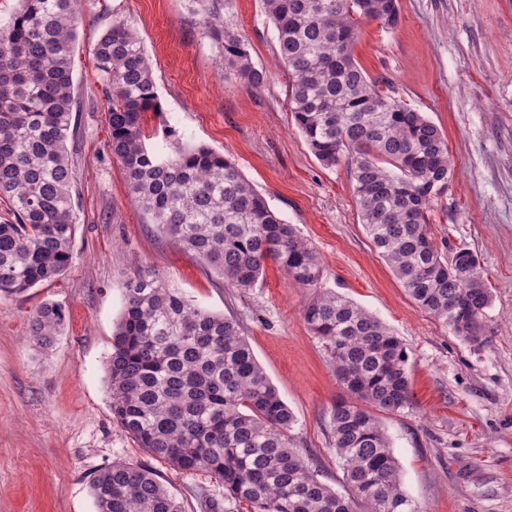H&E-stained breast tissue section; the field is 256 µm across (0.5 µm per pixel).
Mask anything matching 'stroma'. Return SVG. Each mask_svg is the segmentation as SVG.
Instances as JSON below:
<instances>
[{
  "mask_svg": "<svg viewBox=\"0 0 512 512\" xmlns=\"http://www.w3.org/2000/svg\"><path fill=\"white\" fill-rule=\"evenodd\" d=\"M399 23L360 26L354 56L386 91L443 133L452 162L431 204L442 253L478 258L491 302L487 341L455 337L406 294L367 236L346 163L325 168L288 106V74L262 0H82L73 83L78 110L67 143L77 172L73 263L58 280L0 298V512H96L90 480L112 462L150 467L183 512H237L210 474L152 458L112 418L106 362L127 283L145 271L193 303L235 319L293 412L292 435L329 486L347 494L331 449V414L345 392L303 319L314 289L274 264L255 288L224 287L207 266L154 230L107 149L108 112L92 48L125 19L139 32L161 106L147 146L204 145L237 163L270 206L315 247L322 285L361 305L409 355L411 402L381 424L415 512H512V0H398ZM230 13L252 63L249 90L224 68L211 35ZM56 303L66 323L51 345L27 338L31 314Z\"/></svg>",
  "mask_w": 512,
  "mask_h": 512,
  "instance_id": "stroma-1",
  "label": "stroma"
}]
</instances>
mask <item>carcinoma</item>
Masks as SVG:
<instances>
[{
	"label": "carcinoma",
	"instance_id": "cac0c4a2",
	"mask_svg": "<svg viewBox=\"0 0 512 512\" xmlns=\"http://www.w3.org/2000/svg\"><path fill=\"white\" fill-rule=\"evenodd\" d=\"M0 25V296H19L64 275L73 262V69L79 0H17ZM288 67L297 129L325 168L349 169L361 224L408 296L461 341L486 340L491 292L477 257H448L430 235V203L448 189V144L422 112L379 88L354 57L360 24L385 28L398 0H263ZM224 65L247 89L265 76L235 25L213 29ZM94 69L108 101L109 142L128 193L158 229L222 283L249 291L271 261L289 282L319 288L315 248L271 208L236 163L205 146L160 158L145 144L159 113L153 67L122 19L97 41ZM350 398L331 416L332 451L348 497L327 485L291 435L293 413L242 336L240 324L190 303L153 272L130 280L106 372L113 419L149 455L203 470L248 512H413L377 413L411 401L408 354L385 324L322 291L304 309ZM66 315L46 303L29 337L49 345ZM96 512H182L145 465L114 462L91 480Z\"/></svg>",
	"mask_w": 512,
	"mask_h": 512
}]
</instances>
